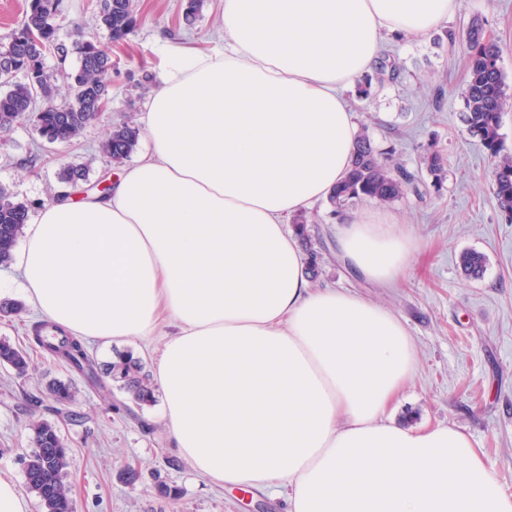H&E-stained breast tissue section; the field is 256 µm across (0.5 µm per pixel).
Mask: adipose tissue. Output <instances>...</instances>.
I'll list each match as a JSON object with an SVG mask.
<instances>
[{"mask_svg":"<svg viewBox=\"0 0 512 512\" xmlns=\"http://www.w3.org/2000/svg\"><path fill=\"white\" fill-rule=\"evenodd\" d=\"M456 0H224L223 49L166 65L147 149L108 194L43 206L12 254L49 324L102 344L160 337L161 415L224 488H279L286 512H512L470 437L386 413L417 366L399 317L311 287L286 220L328 199L358 137L344 96L393 38ZM342 258L386 286L415 245L364 213Z\"/></svg>","mask_w":512,"mask_h":512,"instance_id":"obj_1","label":"adipose tissue"}]
</instances>
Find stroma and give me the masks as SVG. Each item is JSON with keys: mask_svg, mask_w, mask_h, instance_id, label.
Returning a JSON list of instances; mask_svg holds the SVG:
<instances>
[{"mask_svg": "<svg viewBox=\"0 0 512 512\" xmlns=\"http://www.w3.org/2000/svg\"><path fill=\"white\" fill-rule=\"evenodd\" d=\"M135 4L134 31L126 41L109 44L112 98L83 134L52 145L32 123L20 122L0 139V186L31 212L61 190L59 172L66 164L86 165L92 185L122 171V164L101 153L100 143L113 125L139 120L171 52L224 45V0H204L191 22L185 19L187 0ZM59 8L61 39L71 40L77 28L109 43L95 24L98 0H60ZM474 21L500 47L508 97L501 132L512 152V0H457L447 27L458 31ZM387 54L402 64L399 77L373 82L368 97L353 90L347 97L375 145L396 147V161L419 178L404 199L385 207L363 200L339 213L330 201L316 203L305 213L308 240L301 253L317 261L312 287L346 290L386 307L413 338L417 367L391 418L461 429L512 494V216L494 197L492 159L461 120L463 47L433 34L401 39ZM432 151L447 159L437 186L420 171L422 157ZM365 211L390 216L416 246L408 269L388 288L353 271L337 250L346 218ZM466 250L485 256L482 279L462 275L459 255ZM57 380L70 385L69 406L49 393ZM158 410L155 403L131 402L111 378L89 386L46 352L32 354L23 376L0 365V477L24 485L32 426L47 421L69 450L64 480L75 512H285L281 491H227L194 474L177 454ZM130 466L137 471L131 480L125 476ZM161 481L177 487L178 497H160Z\"/></svg>", "mask_w": 512, "mask_h": 512, "instance_id": "1", "label": "stroma"}]
</instances>
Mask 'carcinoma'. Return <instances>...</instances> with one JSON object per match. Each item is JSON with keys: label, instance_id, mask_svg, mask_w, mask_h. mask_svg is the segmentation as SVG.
<instances>
[{"label": "carcinoma", "instance_id": "obj_1", "mask_svg": "<svg viewBox=\"0 0 512 512\" xmlns=\"http://www.w3.org/2000/svg\"><path fill=\"white\" fill-rule=\"evenodd\" d=\"M58 3L55 0H28L21 23L11 32L10 41L0 50V133H8L15 123L30 118L40 136L50 144H67L78 138L99 115L98 103L110 96L112 58L98 42L88 40L82 33L72 44L60 40ZM98 25L104 28L111 43L126 40L136 26L134 0H100ZM39 36L36 44L30 35ZM467 46V80L464 92V111L461 114L468 132L478 138L496 162L494 195L499 206L512 214V152L504 151L501 134L502 114L506 101L505 77L499 66L500 48L487 37L483 27L473 22L463 32ZM75 52L79 67L69 74V100L54 103L55 90L45 70L46 54L52 53L66 61ZM138 130L128 123L117 126L101 143V151L110 159L120 162L130 156L138 143ZM395 149H379L364 133L358 136L350 167L330 202L341 209L361 200L391 204L401 200L414 182L415 175L393 163ZM433 183L442 179L444 158L438 152L422 159ZM88 179L83 165L70 164L60 172V181L77 185ZM29 221V207L12 200L8 190L0 186V264L11 260L12 249ZM459 266L469 280L483 278L485 256L477 251H465L459 257ZM46 324L32 327L29 346L18 348L0 340V364H7L19 375L25 374L30 352L46 351L90 385L99 383L105 374L121 383V389L138 404L149 402L153 395L149 375L143 363L130 355L120 354L118 359L99 364L89 353L84 341L64 332L51 337L45 334ZM53 399L61 406L72 400L68 385L53 382L49 386ZM34 450L25 465L26 487L40 501L44 512H74L73 500L64 483L68 466V449L62 442L56 426L39 422L33 426Z\"/></svg>", "mask_w": 512, "mask_h": 512}]
</instances>
